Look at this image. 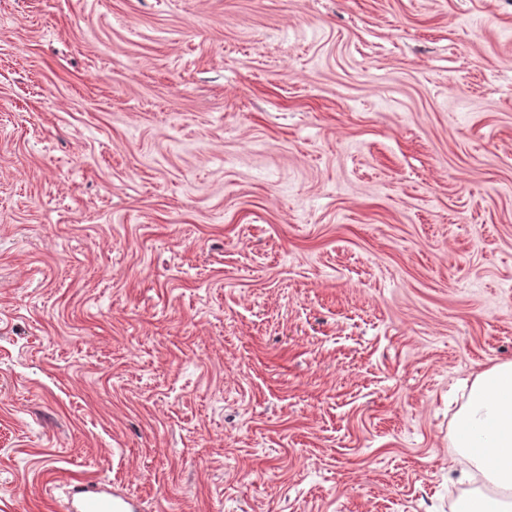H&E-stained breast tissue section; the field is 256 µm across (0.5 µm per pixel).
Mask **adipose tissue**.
<instances>
[{
    "label": "adipose tissue",
    "instance_id": "obj_1",
    "mask_svg": "<svg viewBox=\"0 0 512 512\" xmlns=\"http://www.w3.org/2000/svg\"><path fill=\"white\" fill-rule=\"evenodd\" d=\"M451 445L454 464L478 471L499 491L469 497L458 512H512V361L473 379Z\"/></svg>",
    "mask_w": 512,
    "mask_h": 512
}]
</instances>
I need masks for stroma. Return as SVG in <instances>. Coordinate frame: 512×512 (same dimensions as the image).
<instances>
[{"label":"stroma","instance_id":"stroma-1","mask_svg":"<svg viewBox=\"0 0 512 512\" xmlns=\"http://www.w3.org/2000/svg\"><path fill=\"white\" fill-rule=\"evenodd\" d=\"M512 361V0H0V512H453ZM98 484L75 483L69 498L72 512H125L124 500L105 498Z\"/></svg>","mask_w":512,"mask_h":512}]
</instances>
